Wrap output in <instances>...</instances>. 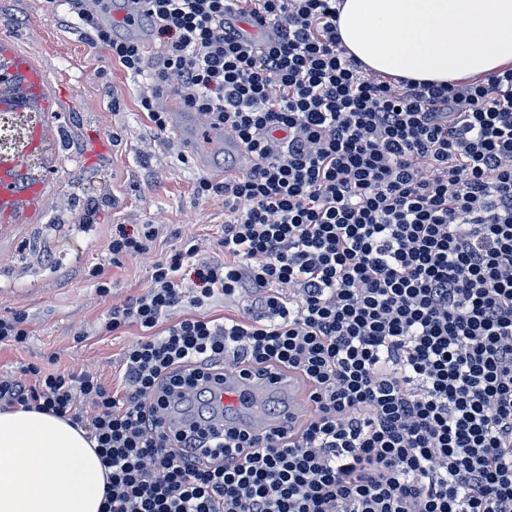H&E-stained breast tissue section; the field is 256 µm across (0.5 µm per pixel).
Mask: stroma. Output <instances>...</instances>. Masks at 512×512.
<instances>
[{
  "mask_svg": "<svg viewBox=\"0 0 512 512\" xmlns=\"http://www.w3.org/2000/svg\"><path fill=\"white\" fill-rule=\"evenodd\" d=\"M48 69L57 100L48 119L65 137L44 180L38 213L0 237V316L28 317L31 335L22 347H0V381L17 379L27 365L54 371L85 370L107 387L120 384L121 359L136 329L105 335L101 326L112 305L147 288L150 261L131 257L113 266L107 245L116 229L135 235L143 225L158 229L156 256L174 252L178 233L212 242L224 234V201L197 199L202 171L180 163L154 140L136 106L137 85L119 67L89 48V39L68 13L50 15L44 0H0V36ZM108 151L86 157L90 137ZM99 173L106 197L86 214L76 177ZM101 266L112 284L99 296L88 271Z\"/></svg>",
  "mask_w": 512,
  "mask_h": 512,
  "instance_id": "obj_1",
  "label": "stroma"
}]
</instances>
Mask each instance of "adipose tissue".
Wrapping results in <instances>:
<instances>
[{
	"instance_id": "ef3b65f1",
	"label": "adipose tissue",
	"mask_w": 512,
	"mask_h": 512,
	"mask_svg": "<svg viewBox=\"0 0 512 512\" xmlns=\"http://www.w3.org/2000/svg\"><path fill=\"white\" fill-rule=\"evenodd\" d=\"M338 32L363 68L418 82L512 65V0H341ZM97 443L51 414L0 407V512H101Z\"/></svg>"
}]
</instances>
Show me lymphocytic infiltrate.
<instances>
[{"label": "lymphocytic infiltrate", "mask_w": 512, "mask_h": 512, "mask_svg": "<svg viewBox=\"0 0 512 512\" xmlns=\"http://www.w3.org/2000/svg\"><path fill=\"white\" fill-rule=\"evenodd\" d=\"M114 1L68 0L99 52L146 77L156 135L173 95L252 163L195 184L224 198L219 257L186 235L113 304L103 331L141 332L119 389L29 366L0 399L96 439L102 512H512V67L388 80L347 57L337 0H118L119 18ZM216 301L220 320L203 314ZM229 360L295 373L305 422L208 435ZM185 388L196 426L172 436L161 412Z\"/></svg>", "instance_id": "f902f5d3"}]
</instances>
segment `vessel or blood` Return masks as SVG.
I'll return each instance as SVG.
<instances>
[{
    "instance_id": "b4317fda",
    "label": "vessel or blood",
    "mask_w": 512,
    "mask_h": 512,
    "mask_svg": "<svg viewBox=\"0 0 512 512\" xmlns=\"http://www.w3.org/2000/svg\"><path fill=\"white\" fill-rule=\"evenodd\" d=\"M0 58L10 64L11 71L25 78L27 93L37 102H46L49 84L44 66L35 64L28 56L13 50L8 37L0 38ZM159 107L168 114L169 125L197 164H204L212 144H221L225 152L236 155L240 169H247L251 160L241 142L223 127L211 124L202 112H191L182 108L174 97L159 99ZM207 131V142H200L197 135ZM46 125L33 127L25 150L0 164V227L10 228L24 211L33 210L43 196L42 183L30 184L18 190L14 172L25 170L27 155L45 144ZM215 394L214 416L209 430L223 434L228 428H241L250 434L262 437L272 430L297 426L308 411L306 391L294 375L273 373L267 375H244L235 370H224L211 381ZM282 403L279 415L267 413L266 405L271 399Z\"/></svg>"
}]
</instances>
